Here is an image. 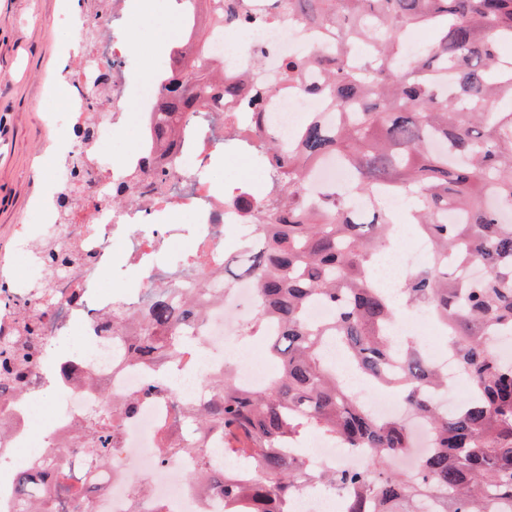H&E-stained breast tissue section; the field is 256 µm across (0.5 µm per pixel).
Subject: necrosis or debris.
<instances>
[{"instance_id":"obj_1","label":"necrosis or debris","mask_w":512,"mask_h":512,"mask_svg":"<svg viewBox=\"0 0 512 512\" xmlns=\"http://www.w3.org/2000/svg\"><path fill=\"white\" fill-rule=\"evenodd\" d=\"M273 2L224 0L241 22L258 23L259 39L230 44L225 28L216 26L206 41L209 57L224 67L225 80H253L271 86V94L256 104L243 98L225 101L223 113L180 125L178 137L162 155L154 152L150 132L158 83L173 72L169 59H160L149 78H140L123 38L124 0H112L111 12L97 18L99 26H111V36L82 38L81 63L67 83L66 103L48 115L47 125L57 150L74 160L69 177L72 224L81 226L78 243L85 260L70 265L54 280V316L40 327L51 355L24 387L0 394V512H21L17 475L47 458L71 477L70 488L43 487L40 500L48 504L49 512H75L71 487L102 469L107 475L88 498L90 512H219L222 497L202 493L194 481L202 460L213 458L219 435L213 432L195 447L169 451L162 448V436L166 430L182 428L181 418L189 409L211 400L213 393L202 385V374L221 375L229 363L241 387L259 390L269 382L263 368L236 350V337L258 305L254 281L245 277L228 283L221 274L225 255L242 251L247 243H258L254 213L264 206L265 196L249 181L214 194L210 169L213 152L225 140L234 142L239 158L260 165L258 143L245 134L253 112H260L263 131L283 149L312 113L326 112L323 100L308 92L322 83L321 69H305L290 84L281 80L284 60L304 54L317 35L303 21L280 14ZM107 66L112 80L104 87L99 72ZM92 99L98 113L92 149L81 153L74 131L83 125ZM131 99L138 102L140 134L130 144L124 131L125 105ZM131 180L136 189L130 205L117 209L102 203L87 210V197ZM56 193L52 186L46 198L37 199L36 220L22 228L15 244L16 253L31 265L28 277L12 281L7 293L30 309L39 302L36 283L45 274L33 262L38 243L48 231L61 236L71 232L72 224L62 223L50 203ZM241 196L251 199L252 211L236 207ZM161 212L185 214L189 220L159 224L155 217ZM119 234L126 235L132 247L123 266L112 260V240ZM429 251L427 238L411 237L383 256L380 282L390 288L399 286L409 269L426 262ZM133 270L138 273L137 287L113 296L100 293L101 275L119 284ZM160 293L202 309L203 316L191 331L197 354L177 366L160 398L143 401L134 416L123 421L108 461L89 458L70 446L69 436L92 411L139 393L159 376L150 363L120 360L113 354V314L140 310ZM75 330L88 346L71 352L62 341ZM38 411L44 417L41 428L35 430L30 417ZM306 460L314 468L333 465L352 470L366 464L364 453L322 438ZM345 497V492L309 483L296 493L294 512H344Z\"/></svg>"}]
</instances>
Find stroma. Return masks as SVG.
<instances>
[{
  "mask_svg": "<svg viewBox=\"0 0 512 512\" xmlns=\"http://www.w3.org/2000/svg\"><path fill=\"white\" fill-rule=\"evenodd\" d=\"M64 2L82 9V0H0V259L10 258L17 227L30 223L43 187L63 172L44 115L60 105L49 84L70 48L68 32L52 24ZM153 20L145 40L127 47L146 71L173 47L167 10L157 8Z\"/></svg>",
  "mask_w": 512,
  "mask_h": 512,
  "instance_id": "obj_1",
  "label": "stroma"
}]
</instances>
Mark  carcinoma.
Segmentation results:
<instances>
[{
    "label": "carcinoma",
    "mask_w": 512,
    "mask_h": 512,
    "mask_svg": "<svg viewBox=\"0 0 512 512\" xmlns=\"http://www.w3.org/2000/svg\"><path fill=\"white\" fill-rule=\"evenodd\" d=\"M183 4L187 42L158 94L162 151L182 119L203 115L221 97L262 91L225 85L204 53L200 20L235 25L224 0ZM285 7L315 29L320 46L285 60L283 77L292 82L306 66H320L325 86L307 92L349 119L329 125L313 116L298 133L300 152L290 147L286 158L276 142H265L263 160L274 171L269 204L258 215L265 246L224 259V267L236 266V278H255L259 309L243 336L265 342L277 373L256 391L240 387L229 367L220 379L204 378L214 399L193 423L202 434L221 432L224 453L254 469L242 482L219 480L213 471L207 482L223 492V512H289L306 481L348 492L345 512H501L499 502L512 501V359L499 356L493 341L512 337V223L504 222L512 214V59L500 58L498 47L512 41V0H285ZM419 27L431 29L434 39L404 67L403 37ZM328 156L347 162L354 178L311 200L306 182ZM386 190L403 195L406 223L433 246L431 262L394 293L373 275L383 251L395 245L397 220L383 205ZM354 197L369 203L371 217L351 208ZM450 208L461 221H443ZM41 251L49 262L40 284L45 303L0 340V393L23 386L37 368L45 344L36 325L50 314L51 277L75 254L73 243L58 237ZM472 268L481 275L469 276ZM314 299L333 309L329 323L305 319ZM404 304L432 310L467 382L466 398L446 411L433 396L448 388V376L415 339L392 335ZM129 317L136 319L135 334L118 340L120 356L166 368L201 310L159 296L133 315H119ZM329 341L362 379L399 391L409 417L369 414L325 353ZM139 400L91 414L73 447L94 458L108 455ZM412 415L424 424L432 451L416 469L397 472L393 456L414 447ZM310 433L367 449L366 466L309 467L302 448ZM49 478L59 485L69 480L51 459L18 474L24 512H37L30 492Z\"/></svg>",
    "instance_id": "cac0c4a2"
}]
</instances>
